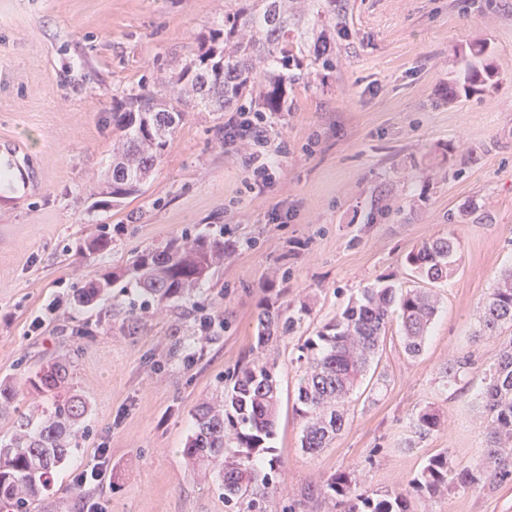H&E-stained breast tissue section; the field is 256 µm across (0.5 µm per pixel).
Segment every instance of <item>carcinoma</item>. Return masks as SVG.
Masks as SVG:
<instances>
[{
    "mask_svg": "<svg viewBox=\"0 0 512 512\" xmlns=\"http://www.w3.org/2000/svg\"><path fill=\"white\" fill-rule=\"evenodd\" d=\"M290 0H241V7L224 14L210 43L198 49L179 73L170 77L174 89L158 97L140 88L112 113L118 140L108 177L110 198L97 204L112 206L138 194L149 171L162 157L184 112L185 99L196 97L211 112L235 108L242 112H282L286 82L294 56L288 53ZM308 15L316 23L336 28V10H324V0H307ZM474 62L462 87L469 91L495 77L488 63L486 43L472 45ZM456 250L453 234L423 242L405 258L414 278L435 284L453 273ZM224 237L197 235L174 240L163 248L145 249L133 260L102 274L73 297L88 306L124 281L145 303L157 306L192 300L200 285L224 261ZM437 313L427 288H404L380 280L361 290L335 316L297 346L303 370L296 387V413L302 419L301 448L317 455L328 447L345 422L346 402L363 381L378 354L386 330L398 315L406 355H420L426 333ZM310 314L307 305L266 307L258 316L256 346L302 328ZM512 328V268L501 272L483 302L477 338L498 336ZM475 366L468 353L448 363L443 378L457 383ZM69 370L55 360L37 371L30 385L47 402L19 416L12 433L0 438V505L13 512H32L47 492L54 472L72 461L86 439L83 422L89 405L79 394L61 395ZM481 395L487 421L486 448L481 460L455 466L445 452L431 456L407 487L367 493L356 470H340L308 492L337 507L336 512H408L407 494L413 490L433 497L449 488L477 489L512 481V336L484 368ZM17 390L0 381V411L15 403ZM279 383L275 366L253 360L242 365L221 394L194 406L192 433L182 448L193 465L216 470L228 512H266L265 495L280 488L283 463L269 441L275 436ZM440 416L432 409L412 415L415 437L425 439L439 430Z\"/></svg>",
    "mask_w": 512,
    "mask_h": 512,
    "instance_id": "cac0c4a2",
    "label": "carcinoma"
}]
</instances>
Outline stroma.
Returning <instances> with one entry per match:
<instances>
[{"mask_svg": "<svg viewBox=\"0 0 512 512\" xmlns=\"http://www.w3.org/2000/svg\"><path fill=\"white\" fill-rule=\"evenodd\" d=\"M238 4L0 0V138L25 142L37 183L19 207L0 202V378L27 411L44 401L29 377L62 356L89 403L87 440L35 512H78L71 475L94 466L101 445L106 479L87 491L109 512H225L215 471L186 468L180 450L194 405L256 358L276 363L280 380L272 445L284 482L267 512H330L299 501L339 470L358 469L365 489L383 491L440 450L457 465L484 454L482 373L447 386L442 372L469 352L491 362L502 343L474 334L512 267V0H336L324 61L300 55L286 111L267 115L270 186L252 187L248 140L224 142L237 112L190 102L139 194L97 206L112 171L113 112L142 87L169 94L168 77ZM477 41L496 76L449 98ZM104 231L110 247L89 253ZM448 233L455 272L433 287L439 310L421 354H405L391 323L378 385L353 393L329 448L304 453L293 410L298 337L254 351L261 308L308 304L314 326L379 278L412 287L406 254ZM199 234L223 235L231 249L194 301L159 308L117 284L104 305H74L79 288L137 252ZM56 297L60 309L32 330ZM427 406L441 429L406 447L411 415ZM409 512H512V482L413 492Z\"/></svg>", "mask_w": 512, "mask_h": 512, "instance_id": "obj_1", "label": "stroma"}]
</instances>
